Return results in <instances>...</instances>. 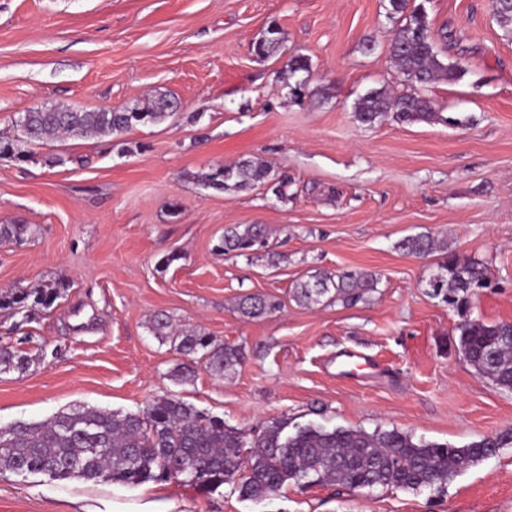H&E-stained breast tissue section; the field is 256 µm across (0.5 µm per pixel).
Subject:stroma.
Masks as SVG:
<instances>
[{
  "instance_id": "1",
  "label": "stroma",
  "mask_w": 512,
  "mask_h": 512,
  "mask_svg": "<svg viewBox=\"0 0 512 512\" xmlns=\"http://www.w3.org/2000/svg\"><path fill=\"white\" fill-rule=\"evenodd\" d=\"M446 62L464 76L422 87L460 126L360 123L367 92L407 89L388 45L384 0H0V135L26 110L119 107L158 91L182 103L164 123L121 136L67 138L33 159L0 158V224H25L0 242V289L62 280L64 298L17 331L0 312V343L33 335L27 371L0 374V426L41 422L84 405L139 413L175 397L227 425L395 429L456 447L512 429V392L459 354L458 314L427 286L444 254H404L409 235L488 268L491 288L471 317L512 322V41L489 0H426ZM281 43L261 58L269 27ZM310 61L306 93L288 64ZM65 155L49 167L44 155ZM262 160L287 175L219 192L195 176ZM260 224L250 256L214 247L225 231ZM447 251V252H448ZM379 277L352 305L305 306L299 282L318 272ZM280 307L250 318L241 296ZM241 348L224 376L159 341L155 315ZM370 359L350 375L336 357ZM512 512V445L460 472L439 494L293 484L262 502L234 486L184 481L136 486L0 473V512Z\"/></svg>"
}]
</instances>
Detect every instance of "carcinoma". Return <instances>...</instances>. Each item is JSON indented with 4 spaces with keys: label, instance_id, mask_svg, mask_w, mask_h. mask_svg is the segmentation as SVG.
<instances>
[{
    "label": "carcinoma",
    "instance_id": "obj_1",
    "mask_svg": "<svg viewBox=\"0 0 512 512\" xmlns=\"http://www.w3.org/2000/svg\"><path fill=\"white\" fill-rule=\"evenodd\" d=\"M387 16L395 20L389 55L409 83L406 92L387 89L370 91L360 97L354 113L362 123L372 124L388 115L401 123L444 122L459 125L462 120L444 117L432 100L420 95L417 87L438 80L462 77L458 65L439 59L436 42L427 22L424 4L412 0H388ZM492 19L503 36L512 39V0H492ZM271 37L253 45V52L266 57L279 39L277 29ZM168 94L136 102L137 111L101 109L88 112L51 106L23 113L15 121L14 132L0 136V157L28 161L25 144H36L60 137L88 135L120 136L142 123L160 124L174 116ZM277 181L275 191L283 196L288 176L273 174L262 162L244 160L221 165L197 174V182L218 191L243 189L254 182ZM26 224H0V241L21 239ZM266 230L247 224L224 232L218 245L223 253L245 256L264 246ZM406 254L428 256L439 249L433 235H410L397 244ZM377 275L365 271L339 274L318 273L300 283L294 297L305 305L326 302L356 303L374 291ZM433 296L464 314L471 296L490 286L488 268L450 257L438 266L427 282ZM66 291V285L51 280L33 291L23 288L0 290V310L30 323L36 314L48 309ZM240 311L251 318L278 309V303L262 294L243 296ZM153 333L165 337L184 355L199 356L205 369L224 375L240 364L243 353L194 330L171 327L168 317H154ZM460 353L475 371L499 388L512 391V323L488 324L464 318L460 324ZM32 357L10 344H0V373L24 371ZM288 423H266L247 432L229 426L218 417L183 401L166 397L154 402L146 412H106L87 406L61 412L46 422H17L0 427V471H38L58 479L97 480L137 485L158 478L187 476L202 485L236 486L242 496L262 502L287 484L307 486L332 482L348 489H443L464 468L487 458L512 443V430L487 436L467 446L416 440L398 430L307 425L294 433ZM250 449L248 474L239 476L243 449Z\"/></svg>",
    "mask_w": 512,
    "mask_h": 512
}]
</instances>
